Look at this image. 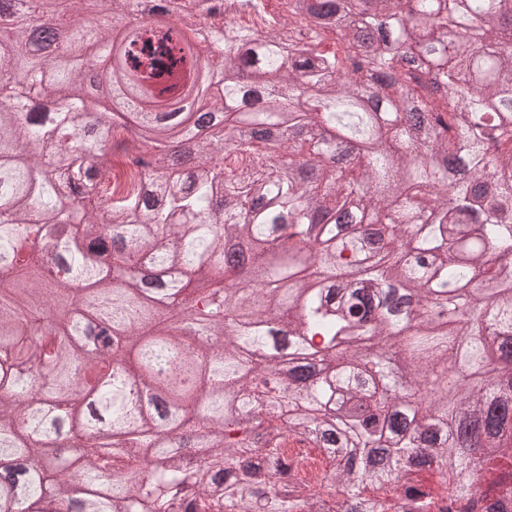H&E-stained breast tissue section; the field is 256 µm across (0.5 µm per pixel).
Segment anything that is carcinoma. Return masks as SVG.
I'll use <instances>...</instances> for the list:
<instances>
[{"label":"carcinoma","mask_w":512,"mask_h":512,"mask_svg":"<svg viewBox=\"0 0 512 512\" xmlns=\"http://www.w3.org/2000/svg\"><path fill=\"white\" fill-rule=\"evenodd\" d=\"M86 2L0 0V512H212L213 485L222 512H385L389 484L427 503L412 470L512 512L484 489L512 468V0H291L286 42L213 27L220 66L180 5L144 60ZM85 47L135 104L86 105ZM194 94L223 117L203 137ZM290 443L330 492L288 479ZM107 166L112 173V191L115 196L123 195L128 192V188L137 183L136 173L133 166L129 163L124 154L109 157ZM283 450L288 457L299 452V450L303 451L298 455L300 463L298 468L294 470V474L305 485L310 486L313 490H319L323 483L321 480L324 477L328 462L326 454L318 448H307L306 450L302 448H283Z\"/></svg>","instance_id":"obj_1"}]
</instances>
